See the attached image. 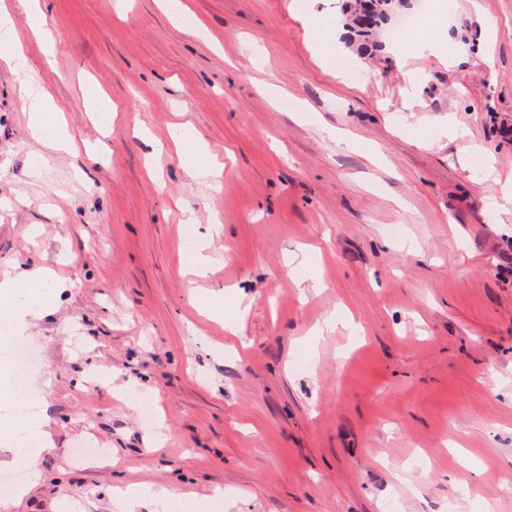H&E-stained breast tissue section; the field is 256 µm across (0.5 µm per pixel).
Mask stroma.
Masks as SVG:
<instances>
[{"mask_svg": "<svg viewBox=\"0 0 512 512\" xmlns=\"http://www.w3.org/2000/svg\"><path fill=\"white\" fill-rule=\"evenodd\" d=\"M181 2L193 27L161 0H40L42 39L0 0L26 58L0 60V268L57 282L13 335L53 449L0 512H160L131 484L221 512H512V215L490 211L512 180V0H455L450 61L337 44L353 79L306 36L343 0ZM28 76L70 151L31 137ZM477 146L499 182L468 170ZM215 161L218 192L194 174Z\"/></svg>", "mask_w": 512, "mask_h": 512, "instance_id": "35a3bbf8", "label": "stroma"}]
</instances>
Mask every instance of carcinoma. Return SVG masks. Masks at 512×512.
I'll return each mask as SVG.
<instances>
[{
    "label": "carcinoma",
    "mask_w": 512,
    "mask_h": 512,
    "mask_svg": "<svg viewBox=\"0 0 512 512\" xmlns=\"http://www.w3.org/2000/svg\"><path fill=\"white\" fill-rule=\"evenodd\" d=\"M410 0H349L344 5L346 32L343 39L348 47L357 49L358 55L382 50L377 34L391 17L409 9Z\"/></svg>",
    "instance_id": "1"
}]
</instances>
